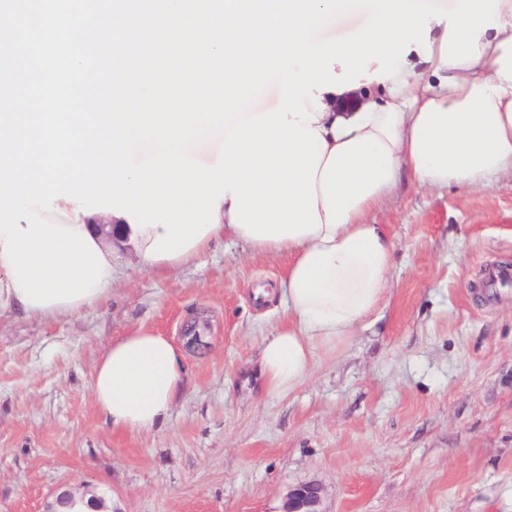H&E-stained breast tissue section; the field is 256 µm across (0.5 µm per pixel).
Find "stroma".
Segmentation results:
<instances>
[{
  "label": "stroma",
  "instance_id": "35a3bbf8",
  "mask_svg": "<svg viewBox=\"0 0 512 512\" xmlns=\"http://www.w3.org/2000/svg\"><path fill=\"white\" fill-rule=\"evenodd\" d=\"M370 220L396 243L373 325L318 353L294 393H264L262 337L287 322L257 298L284 256L217 242L159 276L117 261L111 298L55 320L0 315V512H44L67 488L108 512H279L322 486L324 512H512V176L482 189L401 178ZM185 345L159 429L112 431L91 395L112 339Z\"/></svg>",
  "mask_w": 512,
  "mask_h": 512
}]
</instances>
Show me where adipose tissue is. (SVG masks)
<instances>
[{"instance_id":"ef3b65f1","label":"adipose tissue","mask_w":512,"mask_h":512,"mask_svg":"<svg viewBox=\"0 0 512 512\" xmlns=\"http://www.w3.org/2000/svg\"><path fill=\"white\" fill-rule=\"evenodd\" d=\"M500 29L482 33L480 57L453 66L442 61L446 24H431L430 57L411 51L399 75L382 82L321 94L323 112L313 124L325 141L315 175L319 231L282 240H256L232 222L231 198L221 199L219 223L173 259L153 260L146 251L163 226L134 230L111 213L86 214L77 202L54 201L46 220L75 226L91 237L104 259L114 242L130 247L137 264L162 275L189 264L223 237L254 254L284 255L279 284L288 325L260 343L262 387L270 395L292 393L314 371L319 352L335 350L373 323L386 306L396 244L382 224L369 223L401 176L429 189L485 187L512 175V0H500ZM113 271L92 295L47 307L24 303L0 256V314L55 319L93 308L112 293ZM186 358L152 330L117 337L99 359L91 380L95 404L113 430L140 433L160 427L182 393Z\"/></svg>"}]
</instances>
